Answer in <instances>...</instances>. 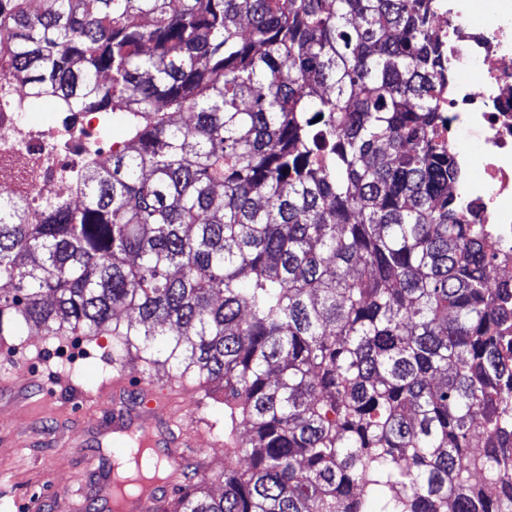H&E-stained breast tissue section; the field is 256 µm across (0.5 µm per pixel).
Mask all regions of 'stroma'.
<instances>
[{
    "mask_svg": "<svg viewBox=\"0 0 512 512\" xmlns=\"http://www.w3.org/2000/svg\"><path fill=\"white\" fill-rule=\"evenodd\" d=\"M131 381V390L99 405L48 400L59 373H67L82 389H95L112 372ZM16 385L0 389V512H12L15 503H34L35 512H72L74 502L88 503L91 476L88 456L113 451L112 421L121 418L133 427L149 423L153 431L168 432L170 420L188 427L198 417L224 420V406L205 401L180 403L168 411L143 414L140 385L171 384V374H148L142 362H112V339L82 336L47 339L29 330L0 345V376Z\"/></svg>",
    "mask_w": 512,
    "mask_h": 512,
    "instance_id": "1",
    "label": "stroma"
}]
</instances>
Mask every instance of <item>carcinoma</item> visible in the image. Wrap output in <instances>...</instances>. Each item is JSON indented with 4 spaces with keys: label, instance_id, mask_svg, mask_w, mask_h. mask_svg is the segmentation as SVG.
<instances>
[{
    "label": "carcinoma",
    "instance_id": "1",
    "mask_svg": "<svg viewBox=\"0 0 512 512\" xmlns=\"http://www.w3.org/2000/svg\"><path fill=\"white\" fill-rule=\"evenodd\" d=\"M0 0L4 75L124 129L0 194V337H112L224 405L157 512H512V245L454 198L430 0ZM248 461L239 468L241 459Z\"/></svg>",
    "mask_w": 512,
    "mask_h": 512
}]
</instances>
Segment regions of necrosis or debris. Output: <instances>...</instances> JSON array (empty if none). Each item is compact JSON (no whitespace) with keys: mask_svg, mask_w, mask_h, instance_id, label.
<instances>
[{"mask_svg":"<svg viewBox=\"0 0 512 512\" xmlns=\"http://www.w3.org/2000/svg\"><path fill=\"white\" fill-rule=\"evenodd\" d=\"M433 0V26L448 48L452 77L439 104L442 131L461 165L456 195L512 243V0ZM34 97L19 81L0 79V192L21 193L37 224L46 203L72 206L80 170L112 150V119L102 112L54 111L39 120ZM27 172L16 188L5 170Z\"/></svg>","mask_w":512,"mask_h":512,"instance_id":"necrosis-or-debris-1","label":"necrosis or debris"}]
</instances>
